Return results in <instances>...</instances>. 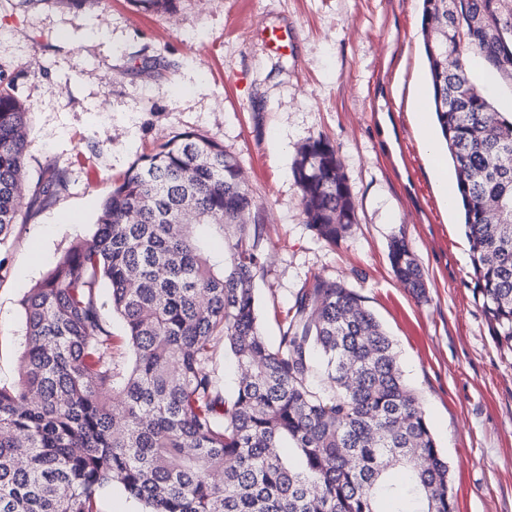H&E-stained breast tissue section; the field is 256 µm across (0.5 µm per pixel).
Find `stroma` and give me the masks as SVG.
Here are the masks:
<instances>
[{
  "label": "stroma",
  "instance_id": "1",
  "mask_svg": "<svg viewBox=\"0 0 512 512\" xmlns=\"http://www.w3.org/2000/svg\"><path fill=\"white\" fill-rule=\"evenodd\" d=\"M422 0H0V82L29 106L21 172L68 178L21 212L0 244V383L26 349L21 299L73 240L91 238L112 180L165 140L193 131L240 165L266 257L256 292L264 334L313 275L340 282L392 336L436 442L457 512H512V353L494 343L473 288L456 206L417 133L429 97ZM290 38L282 52L272 31ZM160 58L147 72L143 59ZM336 149L357 222L336 243L306 222L292 167L304 143ZM79 217L76 226L68 217ZM404 239L426 284L419 300L389 261Z\"/></svg>",
  "mask_w": 512,
  "mask_h": 512
}]
</instances>
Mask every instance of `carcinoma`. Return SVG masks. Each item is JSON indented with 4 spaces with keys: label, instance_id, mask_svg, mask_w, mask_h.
Listing matches in <instances>:
<instances>
[{
    "label": "carcinoma",
    "instance_id": "obj_1",
    "mask_svg": "<svg viewBox=\"0 0 512 512\" xmlns=\"http://www.w3.org/2000/svg\"><path fill=\"white\" fill-rule=\"evenodd\" d=\"M422 37L476 292L512 351V115L472 92L469 66L474 52L512 80V0H423ZM26 144L27 108L0 86V242L22 208L68 186L49 166L25 200ZM293 173L307 223L336 242L356 222L336 150L303 144ZM252 206L237 162L191 131L115 181L93 240L74 241L21 301L19 379L0 384V512H97L112 485L147 512H456L393 340L354 291L313 276L267 342ZM389 259L422 296L403 240ZM110 312L125 323L124 366ZM220 346L241 371L231 395Z\"/></svg>",
    "mask_w": 512,
    "mask_h": 512
}]
</instances>
